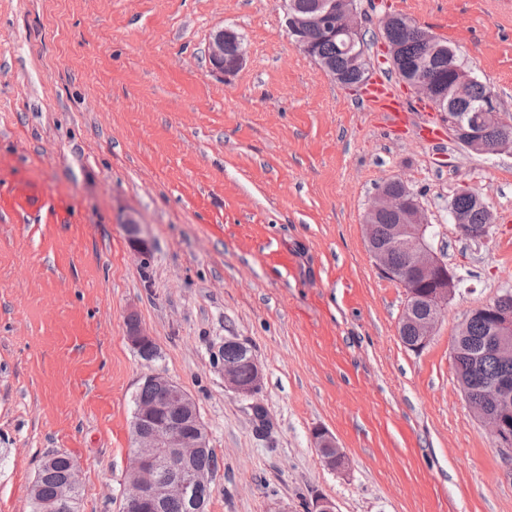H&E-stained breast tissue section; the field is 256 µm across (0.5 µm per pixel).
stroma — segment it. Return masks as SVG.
<instances>
[{
  "label": "stroma",
  "mask_w": 512,
  "mask_h": 512,
  "mask_svg": "<svg viewBox=\"0 0 512 512\" xmlns=\"http://www.w3.org/2000/svg\"><path fill=\"white\" fill-rule=\"evenodd\" d=\"M371 86L407 107L385 127L368 89L291 43L282 0H0V512H30L41 458L79 463V512H119L140 379L197 402L219 458L208 512H512V464L456 382L468 312L512 285V157L464 150L386 60L380 20L446 38L512 118V0H357ZM231 28L242 66L208 43ZM443 131L425 142L427 127ZM402 176L461 276L430 343L398 334L402 285L371 259L363 214ZM469 184L496 223L461 240ZM148 244L137 252L125 230ZM159 356L127 341L129 318ZM261 365L224 386V341ZM266 412L258 429L253 405ZM335 436L328 469L313 432ZM208 57L214 71L232 72L244 60V50L237 34L231 29L216 33L208 44ZM462 188H458L453 195L452 198L454 204L452 201L450 202L449 213L459 235H465L470 242L479 243L488 237L491 228L494 226V214L488 204L477 193L471 192L466 186H463ZM464 189L472 194L475 208L483 212L485 224H483L480 212L474 209L471 196L467 194ZM454 205L458 210L464 211L468 214L470 224H467L468 216L465 213L457 211L454 208ZM471 224H474V226L483 224V226L481 230L472 231ZM315 439L317 440L318 447L328 446L329 452L327 455L322 456L325 466L329 469L335 470L345 464V454L338 447L336 439L328 431L318 429L315 432Z\"/></svg>",
  "instance_id": "obj_1"
}]
</instances>
